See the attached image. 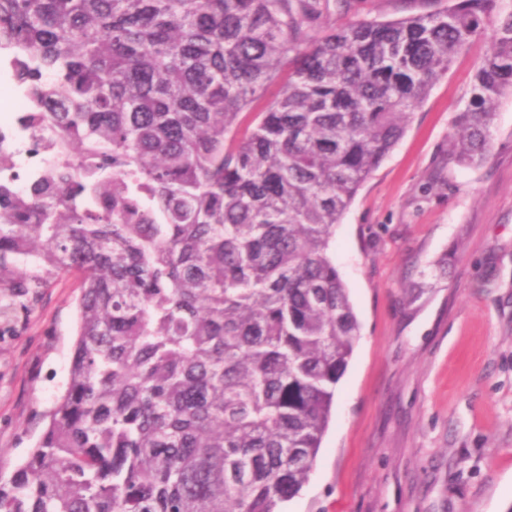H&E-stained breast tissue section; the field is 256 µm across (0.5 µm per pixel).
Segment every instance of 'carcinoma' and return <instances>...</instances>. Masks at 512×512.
<instances>
[{"mask_svg":"<svg viewBox=\"0 0 512 512\" xmlns=\"http://www.w3.org/2000/svg\"><path fill=\"white\" fill-rule=\"evenodd\" d=\"M322 15L0 0L15 128L51 155L20 187L0 152V288L82 279L67 386L0 512H281L308 483L361 337L336 226L487 26L448 162H487L512 96L498 0L313 36Z\"/></svg>","mask_w":512,"mask_h":512,"instance_id":"carcinoma-1","label":"carcinoma"}]
</instances>
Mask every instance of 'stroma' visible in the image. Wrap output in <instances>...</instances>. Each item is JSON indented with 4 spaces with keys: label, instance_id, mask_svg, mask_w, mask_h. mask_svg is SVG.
<instances>
[{
    "label": "stroma",
    "instance_id": "stroma-1",
    "mask_svg": "<svg viewBox=\"0 0 512 512\" xmlns=\"http://www.w3.org/2000/svg\"><path fill=\"white\" fill-rule=\"evenodd\" d=\"M329 0L322 25L437 9ZM491 41L478 37L417 109L336 228L362 324L315 469L285 512H512V98L479 167L448 135ZM80 279L15 298L0 323V474L39 441L64 391Z\"/></svg>",
    "mask_w": 512,
    "mask_h": 512
}]
</instances>
